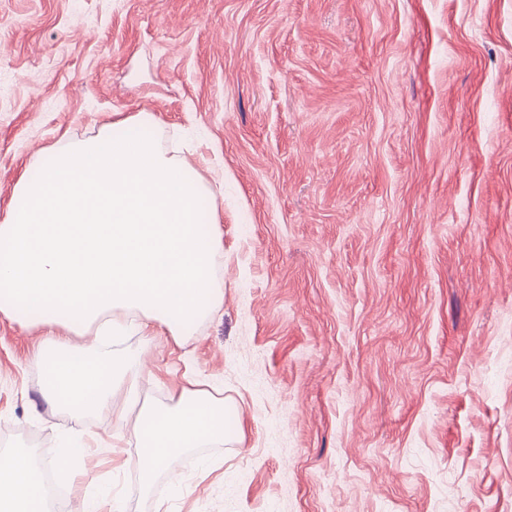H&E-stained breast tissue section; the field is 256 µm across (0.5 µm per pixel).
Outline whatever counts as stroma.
<instances>
[{
    "label": "stroma",
    "mask_w": 512,
    "mask_h": 512,
    "mask_svg": "<svg viewBox=\"0 0 512 512\" xmlns=\"http://www.w3.org/2000/svg\"><path fill=\"white\" fill-rule=\"evenodd\" d=\"M141 112L215 190L224 305L124 346L231 434L144 483L0 315V456L89 434L68 512H512V0H0V213Z\"/></svg>",
    "instance_id": "1"
}]
</instances>
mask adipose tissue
<instances>
[{"label":"adipose tissue","instance_id":"obj_1","mask_svg":"<svg viewBox=\"0 0 512 512\" xmlns=\"http://www.w3.org/2000/svg\"><path fill=\"white\" fill-rule=\"evenodd\" d=\"M208 191L191 165L160 149L146 115L114 120L20 177L0 217V314L44 328L31 359L45 403L127 419L139 396L122 384L135 360L114 346L77 347L72 333L178 337L221 309L214 270L224 248L198 224ZM228 426L223 400L201 389L172 393L135 420L134 461L152 477L187 449L223 442ZM0 512H49L26 453L0 458Z\"/></svg>","mask_w":512,"mask_h":512}]
</instances>
